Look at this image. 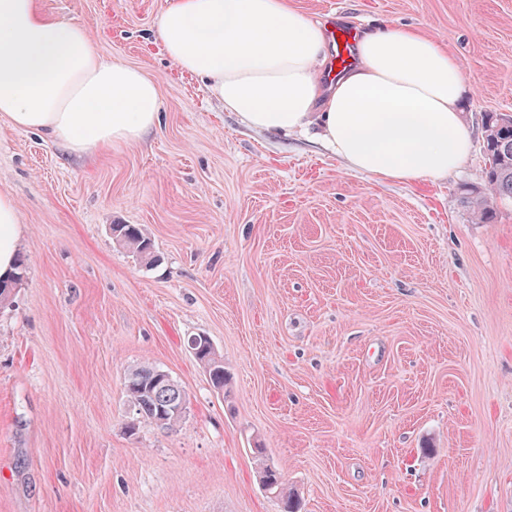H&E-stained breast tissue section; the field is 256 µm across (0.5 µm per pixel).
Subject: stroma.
Returning a JSON list of instances; mask_svg holds the SVG:
<instances>
[{
  "label": "stroma",
  "instance_id": "obj_1",
  "mask_svg": "<svg viewBox=\"0 0 512 512\" xmlns=\"http://www.w3.org/2000/svg\"><path fill=\"white\" fill-rule=\"evenodd\" d=\"M288 3L438 41L462 66L470 157L437 180L350 171L250 130L176 67L156 39L167 0H39L155 76L162 123L79 156L0 120L27 267L0 308V512H279L257 445L302 512H512V200L491 224L462 201L485 114H512V0ZM114 224L144 229L157 266ZM144 363L188 397L174 429L127 400ZM192 338L193 337L188 339L189 349L192 350L196 360L203 365L212 388L217 392L221 391L224 396L226 388L230 383L224 369V358L216 351L212 342H199L195 346H192Z\"/></svg>",
  "mask_w": 512,
  "mask_h": 512
}]
</instances>
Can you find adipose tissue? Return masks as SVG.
Segmentation results:
<instances>
[{
  "label": "adipose tissue",
  "mask_w": 512,
  "mask_h": 512,
  "mask_svg": "<svg viewBox=\"0 0 512 512\" xmlns=\"http://www.w3.org/2000/svg\"><path fill=\"white\" fill-rule=\"evenodd\" d=\"M164 53L197 75L225 111L266 133L305 132L378 180L439 179L471 153L460 63L411 29L361 33L356 61L321 80L325 35L287 0H169ZM79 154L134 142L161 123L158 80L102 59L89 31L38 0H0V120ZM20 209L0 194V278L21 253Z\"/></svg>",
  "instance_id": "1"
}]
</instances>
